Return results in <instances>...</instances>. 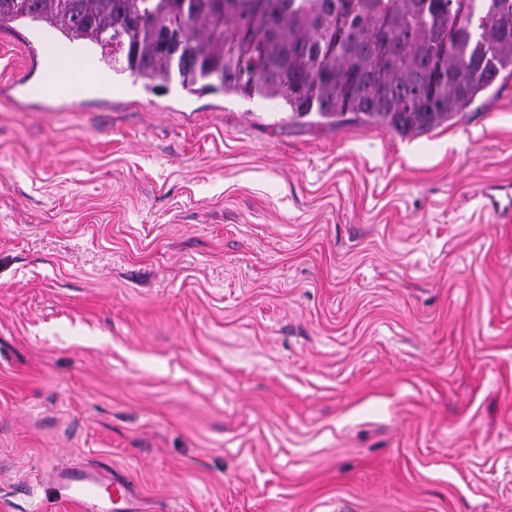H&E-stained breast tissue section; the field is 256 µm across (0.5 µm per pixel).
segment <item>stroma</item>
I'll return each mask as SVG.
<instances>
[{
    "mask_svg": "<svg viewBox=\"0 0 512 512\" xmlns=\"http://www.w3.org/2000/svg\"><path fill=\"white\" fill-rule=\"evenodd\" d=\"M0 27V512H512V78L432 131L35 96ZM64 501L74 512H128L133 488L127 478H106L95 469L54 472Z\"/></svg>",
    "mask_w": 512,
    "mask_h": 512,
    "instance_id": "obj_1",
    "label": "stroma"
}]
</instances>
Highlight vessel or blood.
Instances as JSON below:
<instances>
[{
    "mask_svg": "<svg viewBox=\"0 0 512 512\" xmlns=\"http://www.w3.org/2000/svg\"><path fill=\"white\" fill-rule=\"evenodd\" d=\"M54 477L71 512L129 510L133 488L128 479H109L94 469H63Z\"/></svg>",
    "mask_w": 512,
    "mask_h": 512,
    "instance_id": "1",
    "label": "vessel or blood"
}]
</instances>
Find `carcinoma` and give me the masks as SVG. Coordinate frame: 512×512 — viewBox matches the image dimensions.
I'll return each mask as SVG.
<instances>
[{"instance_id": "1", "label": "carcinoma", "mask_w": 512, "mask_h": 512, "mask_svg": "<svg viewBox=\"0 0 512 512\" xmlns=\"http://www.w3.org/2000/svg\"><path fill=\"white\" fill-rule=\"evenodd\" d=\"M18 21L147 90L175 75L191 94L220 87L401 137L512 78V0H0V26Z\"/></svg>"}]
</instances>
